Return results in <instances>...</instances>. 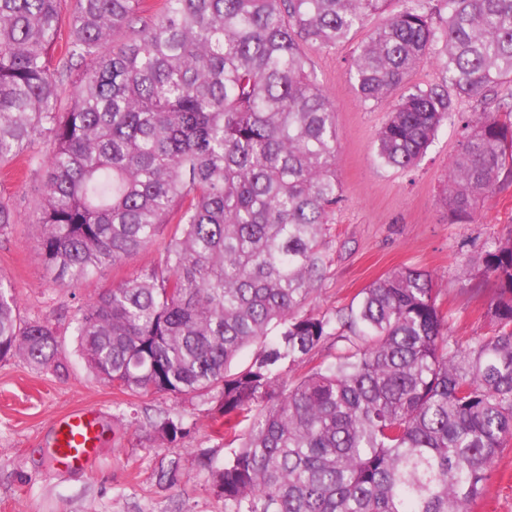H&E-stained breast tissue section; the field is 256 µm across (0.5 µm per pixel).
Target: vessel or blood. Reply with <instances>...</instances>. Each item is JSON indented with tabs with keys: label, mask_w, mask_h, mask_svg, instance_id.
<instances>
[{
	"label": "vessel or blood",
	"mask_w": 512,
	"mask_h": 512,
	"mask_svg": "<svg viewBox=\"0 0 512 512\" xmlns=\"http://www.w3.org/2000/svg\"><path fill=\"white\" fill-rule=\"evenodd\" d=\"M104 429L99 413L83 409L59 418L45 450L48 466L69 472L89 467L103 442Z\"/></svg>",
	"instance_id": "1"
}]
</instances>
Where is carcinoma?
<instances>
[{
	"mask_svg": "<svg viewBox=\"0 0 512 512\" xmlns=\"http://www.w3.org/2000/svg\"><path fill=\"white\" fill-rule=\"evenodd\" d=\"M0 0V161L50 146L32 220L61 288L167 241L159 261L78 309L89 371L130 396L214 398L201 453L224 512H471L512 441V232L464 276L493 277L489 335L448 334L429 272L402 267L333 313L307 309L341 198L336 113L302 49L335 47L389 13L354 51L363 103L405 86L376 139L385 166L415 165L456 112L444 183L467 223L512 163V0ZM64 47H58L63 27ZM123 43L102 51L112 33ZM435 58L439 85H407ZM72 91L60 107L66 81ZM58 329L22 318L0 279V361L61 373ZM334 359L281 379L325 338ZM250 362L231 370L250 347ZM183 434L180 419L156 426Z\"/></svg>",
	"mask_w": 512,
	"mask_h": 512,
	"instance_id": "obj_1",
	"label": "carcinoma"
}]
</instances>
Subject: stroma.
Listing matches in <instances>:
<instances>
[{
  "label": "stroma",
  "mask_w": 512,
  "mask_h": 512,
  "mask_svg": "<svg viewBox=\"0 0 512 512\" xmlns=\"http://www.w3.org/2000/svg\"><path fill=\"white\" fill-rule=\"evenodd\" d=\"M368 16L349 42L332 49L314 44L304 51L319 83L334 102L338 133L336 170L342 185L325 236L330 260L310 308L325 313L349 303L390 271L412 266L431 273L437 302L448 314L449 333L460 350L489 334L486 310L493 278L481 291L460 268L492 242L512 232V187L487 197L471 222L448 219L443 201L448 163L462 140L459 123L444 125L424 157L408 171L379 164L375 138L397 98L362 103L347 76L358 43L385 22ZM31 165L0 163V200L17 213L16 224L0 231V277L19 293L25 319L66 323L99 293L151 268L156 247L130 256L72 288L57 286L41 260L31 218L44 198L46 144L35 143ZM67 369H38L20 356L0 362V512H224V501L200 473L196 455L211 449L224 459L231 448L211 429L212 400L117 393L97 381L77 351L74 337L62 349ZM76 408L99 411L106 428L97 460L82 473L47 469L43 450L62 414ZM181 417L186 435L161 440L155 426ZM177 465V483L159 479V469ZM476 512H512V445L493 466L485 500Z\"/></svg>",
  "instance_id": "obj_1"
}]
</instances>
